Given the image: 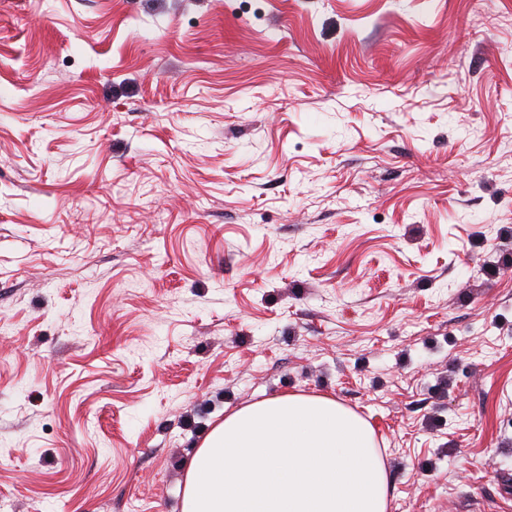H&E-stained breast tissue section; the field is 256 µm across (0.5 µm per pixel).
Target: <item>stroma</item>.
I'll return each instance as SVG.
<instances>
[{
	"instance_id": "obj_1",
	"label": "stroma",
	"mask_w": 512,
	"mask_h": 512,
	"mask_svg": "<svg viewBox=\"0 0 512 512\" xmlns=\"http://www.w3.org/2000/svg\"><path fill=\"white\" fill-rule=\"evenodd\" d=\"M286 393L512 512V0H0V504L180 512Z\"/></svg>"
}]
</instances>
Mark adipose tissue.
Masks as SVG:
<instances>
[{"instance_id": "obj_1", "label": "adipose tissue", "mask_w": 512, "mask_h": 512, "mask_svg": "<svg viewBox=\"0 0 512 512\" xmlns=\"http://www.w3.org/2000/svg\"><path fill=\"white\" fill-rule=\"evenodd\" d=\"M390 479L368 421L328 395L238 408L190 461L180 512H389Z\"/></svg>"}]
</instances>
